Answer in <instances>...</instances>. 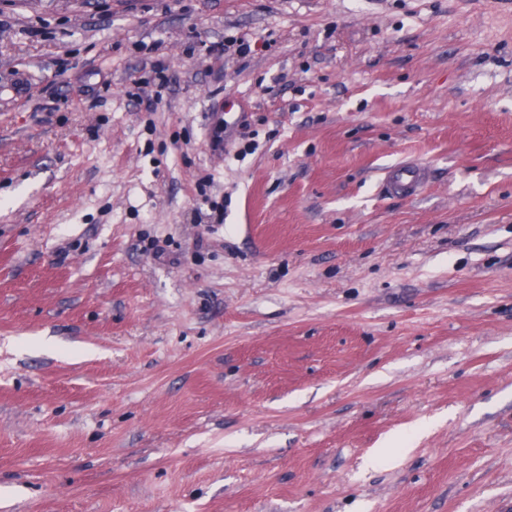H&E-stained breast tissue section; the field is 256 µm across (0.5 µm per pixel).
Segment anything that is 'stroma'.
Returning a JSON list of instances; mask_svg holds the SVG:
<instances>
[{"label": "stroma", "mask_w": 512, "mask_h": 512, "mask_svg": "<svg viewBox=\"0 0 512 512\" xmlns=\"http://www.w3.org/2000/svg\"><path fill=\"white\" fill-rule=\"evenodd\" d=\"M0 512H512V0H0ZM429 167L423 162H402L386 171V185L396 194L413 196L423 184Z\"/></svg>", "instance_id": "stroma-1"}]
</instances>
